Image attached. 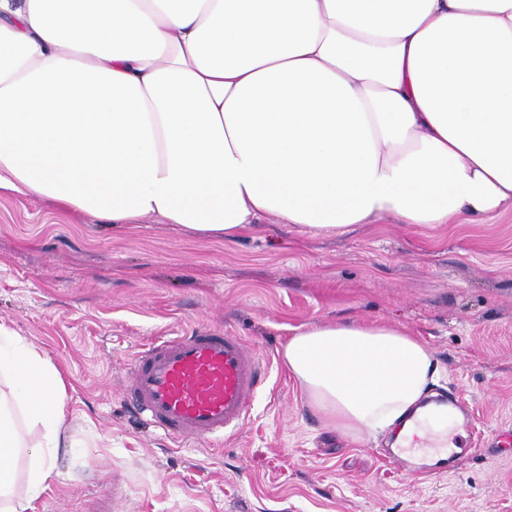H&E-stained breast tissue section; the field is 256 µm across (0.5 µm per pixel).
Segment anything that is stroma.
Wrapping results in <instances>:
<instances>
[{"mask_svg": "<svg viewBox=\"0 0 512 512\" xmlns=\"http://www.w3.org/2000/svg\"><path fill=\"white\" fill-rule=\"evenodd\" d=\"M405 326L433 351L432 392L462 399L482 442L448 472L407 478L325 425L280 350L302 326ZM243 336L269 363L248 424L221 455L179 447L129 414V359L199 324ZM0 324L65 375L59 475L33 512H512V208L481 224L384 219L340 235L262 224L235 240L147 216L117 226L32 193H0Z\"/></svg>", "mask_w": 512, "mask_h": 512, "instance_id": "obj_1", "label": "stroma"}]
</instances>
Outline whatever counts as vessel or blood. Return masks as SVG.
Listing matches in <instances>:
<instances>
[{
  "label": "vessel or blood",
  "instance_id": "vessel-or-blood-1",
  "mask_svg": "<svg viewBox=\"0 0 512 512\" xmlns=\"http://www.w3.org/2000/svg\"><path fill=\"white\" fill-rule=\"evenodd\" d=\"M268 370L242 337L197 325L142 347L129 364L122 395L175 443L211 446L244 427Z\"/></svg>",
  "mask_w": 512,
  "mask_h": 512
}]
</instances>
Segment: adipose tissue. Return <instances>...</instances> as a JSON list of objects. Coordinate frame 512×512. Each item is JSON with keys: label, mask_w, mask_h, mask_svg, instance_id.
Wrapping results in <instances>:
<instances>
[{"label": "adipose tissue", "mask_w": 512, "mask_h": 512, "mask_svg": "<svg viewBox=\"0 0 512 512\" xmlns=\"http://www.w3.org/2000/svg\"><path fill=\"white\" fill-rule=\"evenodd\" d=\"M0 190L229 241L483 223L512 207V0H0ZM282 359L337 433L424 437L405 329L311 324ZM67 401L0 325V512L57 478Z\"/></svg>", "instance_id": "ef3b65f1"}]
</instances>
